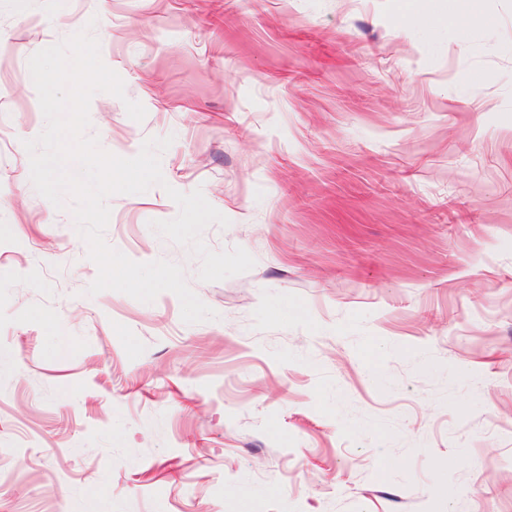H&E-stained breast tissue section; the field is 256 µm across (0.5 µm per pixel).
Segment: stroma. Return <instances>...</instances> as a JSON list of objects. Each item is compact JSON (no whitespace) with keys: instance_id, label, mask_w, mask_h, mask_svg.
I'll list each match as a JSON object with an SVG mask.
<instances>
[{"instance_id":"stroma-1","label":"stroma","mask_w":512,"mask_h":512,"mask_svg":"<svg viewBox=\"0 0 512 512\" xmlns=\"http://www.w3.org/2000/svg\"><path fill=\"white\" fill-rule=\"evenodd\" d=\"M90 30L115 155L251 270L199 280L165 187L104 237L218 317L87 289L30 181L28 61ZM146 117L131 119L125 100ZM512 512V0H0V512Z\"/></svg>"}]
</instances>
